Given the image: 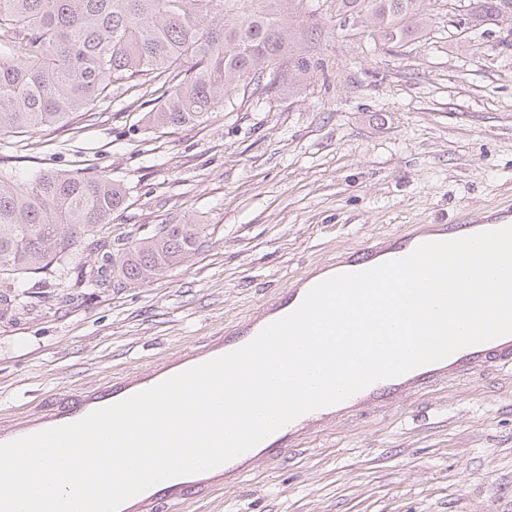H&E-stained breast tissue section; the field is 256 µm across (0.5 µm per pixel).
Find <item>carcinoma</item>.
Listing matches in <instances>:
<instances>
[{
	"mask_svg": "<svg viewBox=\"0 0 512 512\" xmlns=\"http://www.w3.org/2000/svg\"><path fill=\"white\" fill-rule=\"evenodd\" d=\"M231 0H0V133L99 119L113 89L154 87V130L204 119L224 97L260 81L292 44L279 11L224 24ZM387 43L426 23L425 0H341ZM465 29L512 22V0H467ZM126 188L103 173L40 171L24 181L0 170V283L61 277L87 235L125 209ZM199 224H161L135 238L94 239L112 278L145 284L198 248Z\"/></svg>",
	"mask_w": 512,
	"mask_h": 512,
	"instance_id": "1",
	"label": "carcinoma"
}]
</instances>
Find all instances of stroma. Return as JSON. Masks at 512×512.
Segmentation results:
<instances>
[{
    "mask_svg": "<svg viewBox=\"0 0 512 512\" xmlns=\"http://www.w3.org/2000/svg\"><path fill=\"white\" fill-rule=\"evenodd\" d=\"M283 10L288 58L192 125L148 129L150 88L113 91L98 124L0 135V167L102 172L127 206L96 237L202 224L199 248L145 285L76 276L0 302V423L47 398L167 365L366 239L512 209V30L453 32L448 0L384 43L336 0ZM185 512H512V369L427 388L344 419Z\"/></svg>",
    "mask_w": 512,
    "mask_h": 512,
    "instance_id": "35a3bbf8",
    "label": "stroma"
}]
</instances>
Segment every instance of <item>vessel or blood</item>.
Wrapping results in <instances>:
<instances>
[{
    "mask_svg": "<svg viewBox=\"0 0 512 512\" xmlns=\"http://www.w3.org/2000/svg\"><path fill=\"white\" fill-rule=\"evenodd\" d=\"M419 231L397 232L384 238L367 239L362 246L337 262V272L373 268L408 255L426 242ZM307 294L306 288L290 285L264 302L247 320L213 337L204 350L180 353L162 369H149L126 378L108 380L84 393L50 399L40 415L0 426V443L9 442L49 428L78 421L91 412L119 403L169 377L249 343L264 327L294 311ZM512 368V335L463 348L448 358L409 371L399 377L377 381L336 405L306 413L274 432L257 449H251L212 470L160 482L124 502L119 512H181L183 506L208 496L224 485L229 473H248L251 465L276 461L295 454L311 434L321 432L331 421L363 413L398 409L429 386L471 376L490 366Z\"/></svg>",
    "mask_w": 512,
    "mask_h": 512,
    "instance_id": "b4317fda",
    "label": "vessel or blood"
}]
</instances>
